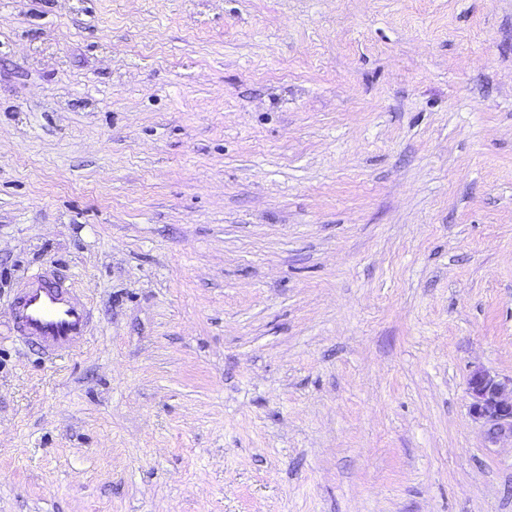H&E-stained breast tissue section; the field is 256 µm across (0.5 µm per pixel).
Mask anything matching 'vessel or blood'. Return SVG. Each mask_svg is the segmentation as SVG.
I'll list each match as a JSON object with an SVG mask.
<instances>
[{
	"mask_svg": "<svg viewBox=\"0 0 512 512\" xmlns=\"http://www.w3.org/2000/svg\"><path fill=\"white\" fill-rule=\"evenodd\" d=\"M18 336L50 360L81 349L92 329L88 300L55 268H41L22 279L14 298Z\"/></svg>",
	"mask_w": 512,
	"mask_h": 512,
	"instance_id": "vessel-or-blood-1",
	"label": "vessel or blood"
}]
</instances>
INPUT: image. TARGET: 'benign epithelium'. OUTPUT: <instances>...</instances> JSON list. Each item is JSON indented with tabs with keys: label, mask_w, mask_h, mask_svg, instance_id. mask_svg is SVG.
Listing matches in <instances>:
<instances>
[{
	"label": "benign epithelium",
	"mask_w": 512,
	"mask_h": 512,
	"mask_svg": "<svg viewBox=\"0 0 512 512\" xmlns=\"http://www.w3.org/2000/svg\"><path fill=\"white\" fill-rule=\"evenodd\" d=\"M468 390L470 413L488 425V436H512V394L508 393L507 384L486 370L476 369L468 378Z\"/></svg>",
	"instance_id": "7a95c632"
}]
</instances>
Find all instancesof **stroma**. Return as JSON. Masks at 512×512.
I'll use <instances>...</instances> for the list:
<instances>
[{
    "label": "stroma",
    "mask_w": 512,
    "mask_h": 512,
    "mask_svg": "<svg viewBox=\"0 0 512 512\" xmlns=\"http://www.w3.org/2000/svg\"><path fill=\"white\" fill-rule=\"evenodd\" d=\"M89 299L53 362L11 321ZM512 0H0V512H512ZM13 311L18 336L36 345L48 360L81 349L93 324L88 300L53 267L19 282ZM510 385L509 395L507 384L483 369L472 371L468 378L470 413L489 426L491 439L505 435L512 438V379Z\"/></svg>",
    "instance_id": "1"
}]
</instances>
